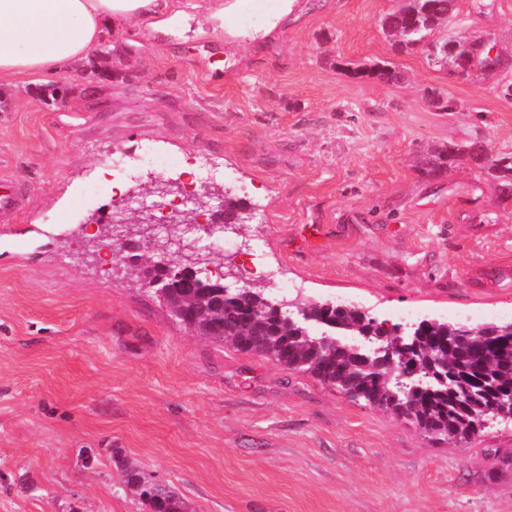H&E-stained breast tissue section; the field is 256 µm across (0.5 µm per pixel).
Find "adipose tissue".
I'll return each instance as SVG.
<instances>
[{
    "label": "adipose tissue",
    "instance_id": "adipose-tissue-1",
    "mask_svg": "<svg viewBox=\"0 0 512 512\" xmlns=\"http://www.w3.org/2000/svg\"><path fill=\"white\" fill-rule=\"evenodd\" d=\"M168 0H0V82L21 75L75 72L110 26L159 18Z\"/></svg>",
    "mask_w": 512,
    "mask_h": 512
}]
</instances>
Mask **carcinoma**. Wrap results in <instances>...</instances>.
<instances>
[{
  "instance_id": "carcinoma-1",
  "label": "carcinoma",
  "mask_w": 512,
  "mask_h": 512,
  "mask_svg": "<svg viewBox=\"0 0 512 512\" xmlns=\"http://www.w3.org/2000/svg\"><path fill=\"white\" fill-rule=\"evenodd\" d=\"M451 0H402L382 27L405 48H425L448 65V42L432 38ZM469 156L499 186L512 191V152L482 153L472 145H448L430 153L421 171L436 175ZM250 214L224 198V223L244 224ZM192 295L173 301L162 288L150 293L168 316L193 334L229 343L246 354L265 356L286 370L309 374L351 400L362 401L437 441L457 442L484 430L494 401L511 412L512 320L491 321L460 334L459 325L426 318L402 333L346 303L309 301L288 306L259 289L212 278L190 286ZM149 512H185L184 501L162 485L134 474Z\"/></svg>"
}]
</instances>
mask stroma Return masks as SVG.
I'll return each mask as SVG.
<instances>
[{"label": "stroma", "mask_w": 512, "mask_h": 512, "mask_svg": "<svg viewBox=\"0 0 512 512\" xmlns=\"http://www.w3.org/2000/svg\"><path fill=\"white\" fill-rule=\"evenodd\" d=\"M185 24L107 30L81 76L0 85V512H144L139 472L188 512H512V422L436 442L311 376L174 323L137 266L93 263L87 223L123 192L102 175L150 142L222 167L197 192L251 210L235 227L277 262L290 301L469 326L512 312V199L470 159L421 174L428 149L512 151V0H458L439 40H490L501 66L450 73L380 26L395 0H295L220 38L208 0ZM398 70V83L375 71ZM65 94L58 105L49 88ZM453 100L436 109L432 97Z\"/></svg>", "instance_id": "1"}]
</instances>
